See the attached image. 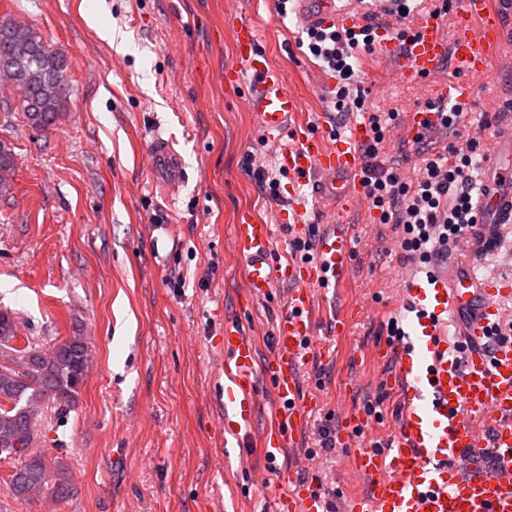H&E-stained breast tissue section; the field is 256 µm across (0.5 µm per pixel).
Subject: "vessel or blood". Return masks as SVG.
Wrapping results in <instances>:
<instances>
[{"mask_svg":"<svg viewBox=\"0 0 512 512\" xmlns=\"http://www.w3.org/2000/svg\"><path fill=\"white\" fill-rule=\"evenodd\" d=\"M291 2L302 29H325L337 20L336 0ZM452 20L453 38L432 19L402 42L381 33L377 52L402 80L434 76L447 64L468 76L485 74L512 33L500 0H460ZM232 35L237 61L225 69L224 83L242 89L262 137L280 147L289 219L303 223L311 205L324 212L364 205L361 147L372 136L368 123L334 112L321 115L319 129H312L300 119L297 96L261 50L256 28L239 21ZM435 90L443 100L468 108L469 84L451 80ZM438 123L437 113L421 108L393 136L414 137ZM150 149L158 181L177 185L182 173L172 144L158 137ZM474 209L475 226L460 246L461 259L436 268L426 280H409L402 304L414 318L405 336L377 351V363L394 368L383 384L400 401L397 428L389 443L355 454L367 491L346 496L343 512H512V338L496 337L512 327V310L497 302L512 293V283L479 276L469 261L470 254L494 250L502 227L512 224V126L489 149ZM232 235L251 301L266 299L276 286L288 288L287 312L264 367L256 365L254 340L229 322L225 359L218 366L226 380L224 431L234 436L252 425L259 396L256 373L271 381L284 406L279 426L264 438L263 447L273 457L305 435L320 404V393L300 391L312 350L329 352L314 340L315 298L318 289L346 287L351 245L343 225L332 223L320 237L316 263L276 260L271 226L247 211L240 213ZM315 468L303 458L278 473V481L291 490L275 499L274 512H329L326 500L300 475Z\"/></svg>","mask_w":512,"mask_h":512,"instance_id":"vessel-or-blood-1","label":"vessel or blood"}]
</instances>
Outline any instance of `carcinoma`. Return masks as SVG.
Segmentation results:
<instances>
[{
    "label": "carcinoma",
    "instance_id": "cac0c4a2",
    "mask_svg": "<svg viewBox=\"0 0 512 512\" xmlns=\"http://www.w3.org/2000/svg\"><path fill=\"white\" fill-rule=\"evenodd\" d=\"M0 59L12 63L13 80L23 90L21 112L36 128L53 124L63 110L70 68L68 57L45 42L29 25L0 21ZM11 144L0 141V193L11 189L6 174L14 167ZM14 313L0 309V449L14 457L8 494L14 501H28L50 488L61 501L69 498L72 484L68 466L59 458L48 461L36 449L40 438L42 407L54 403L71 407L92 363L87 337L73 329L46 352L28 337L19 336Z\"/></svg>",
    "mask_w": 512,
    "mask_h": 512
}]
</instances>
